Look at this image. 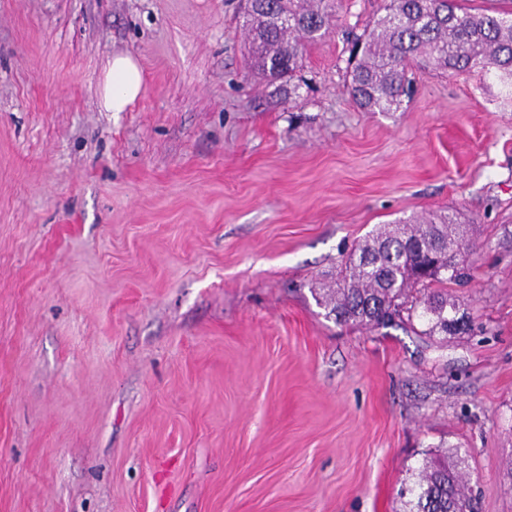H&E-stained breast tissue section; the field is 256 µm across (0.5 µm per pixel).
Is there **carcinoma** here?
Here are the masks:
<instances>
[{
    "label": "carcinoma",
    "mask_w": 512,
    "mask_h": 512,
    "mask_svg": "<svg viewBox=\"0 0 512 512\" xmlns=\"http://www.w3.org/2000/svg\"><path fill=\"white\" fill-rule=\"evenodd\" d=\"M334 26L330 0H262L257 10L243 12L252 62L272 80L293 77L306 45ZM347 43V92L365 112L400 111L414 66L480 71L512 86V0L478 13L460 0H387L384 13ZM470 230L448 210L384 224L341 264L336 287L315 293L316 303L338 324L398 326L430 340L446 336L452 321L468 317L448 287L469 284ZM416 476L405 512H475L465 458L454 452L429 457Z\"/></svg>",
    "instance_id": "carcinoma-1"
}]
</instances>
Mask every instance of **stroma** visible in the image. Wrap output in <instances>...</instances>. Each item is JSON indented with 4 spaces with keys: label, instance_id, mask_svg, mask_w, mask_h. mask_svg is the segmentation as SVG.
Segmentation results:
<instances>
[{
    "label": "stroma",
    "instance_id": "35a3bbf8",
    "mask_svg": "<svg viewBox=\"0 0 512 512\" xmlns=\"http://www.w3.org/2000/svg\"><path fill=\"white\" fill-rule=\"evenodd\" d=\"M240 5L0 0V512H403L452 448L512 512V90L418 70L359 110L384 0H336L292 95ZM116 55L145 88L107 112ZM446 208L470 331L326 318L368 232Z\"/></svg>",
    "mask_w": 512,
    "mask_h": 512
}]
</instances>
